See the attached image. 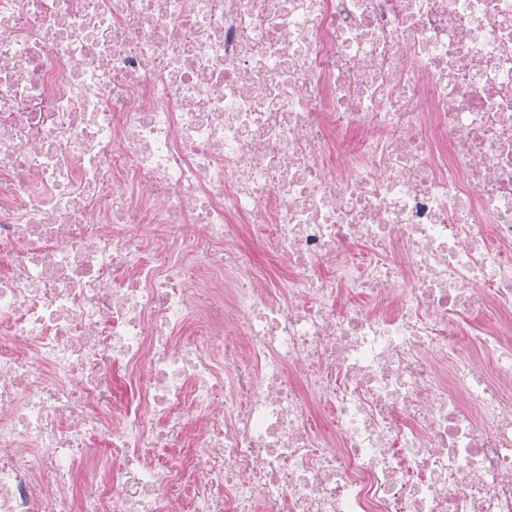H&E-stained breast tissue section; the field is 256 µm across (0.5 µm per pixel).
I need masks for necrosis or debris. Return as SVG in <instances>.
<instances>
[{
	"mask_svg": "<svg viewBox=\"0 0 512 512\" xmlns=\"http://www.w3.org/2000/svg\"><path fill=\"white\" fill-rule=\"evenodd\" d=\"M0 512H512V0H0Z\"/></svg>",
	"mask_w": 512,
	"mask_h": 512,
	"instance_id": "1",
	"label": "necrosis or debris"
}]
</instances>
